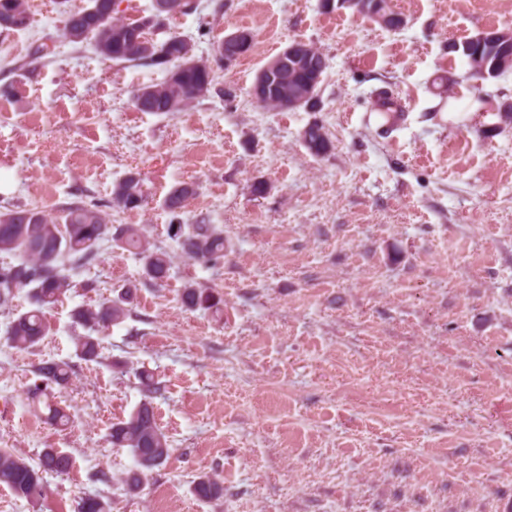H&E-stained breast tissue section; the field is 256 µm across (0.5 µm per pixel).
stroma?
Here are the masks:
<instances>
[{"mask_svg": "<svg viewBox=\"0 0 512 512\" xmlns=\"http://www.w3.org/2000/svg\"><path fill=\"white\" fill-rule=\"evenodd\" d=\"M197 4L155 39L192 38L203 58L240 28L254 43L170 114L132 103L160 67L64 38L67 12L88 0H46L27 28L0 29V210L103 205L137 172L145 206L111 222L145 228L172 257L157 287L138 256L103 242L47 310L52 334L26 351L6 332L29 289L0 311V448L33 466L50 447L74 460L45 474L36 505L0 484V512H77L86 496L111 512H512V70L479 81L448 49L512 32V0H391L398 29L320 0ZM295 40L328 60L317 104L266 109L255 78ZM313 122L326 155L303 141ZM182 181L198 186L184 223L224 230L220 268L186 259L168 234L163 200ZM127 282L129 317L103 333L98 361L80 360L74 309ZM189 282L222 310L182 307ZM43 361L72 368L53 389L67 427L28 404ZM141 369L161 387L172 455L132 496L120 479L133 458L108 434L142 400ZM204 474L223 481L222 498L193 495Z\"/></svg>", "mask_w": 512, "mask_h": 512, "instance_id": "1", "label": "stroma"}]
</instances>
